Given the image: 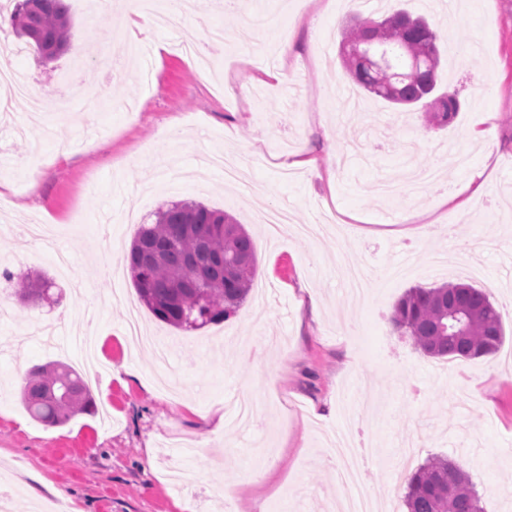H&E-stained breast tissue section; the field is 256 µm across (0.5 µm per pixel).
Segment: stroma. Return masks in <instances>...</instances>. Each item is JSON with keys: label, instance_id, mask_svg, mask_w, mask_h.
Segmentation results:
<instances>
[{"label": "stroma", "instance_id": "stroma-1", "mask_svg": "<svg viewBox=\"0 0 512 512\" xmlns=\"http://www.w3.org/2000/svg\"><path fill=\"white\" fill-rule=\"evenodd\" d=\"M67 50L50 62L23 45L0 12V55L37 80L43 94L70 100L66 115L30 121L26 99L0 111V265L48 277L49 301L25 305L7 296L0 315V485L14 491L12 512H42L63 489L65 512H339L342 498L325 449L329 436L353 426L375 454L364 470L383 512H406V477L442 455L470 477L484 512H512V0H478L471 22L463 0H401L433 23L443 62L438 87L456 92L460 108L442 129L420 113L395 111L347 77L337 55L354 18L383 15L387 0H247L237 13L200 9L190 0L175 27H153L154 40L194 41L215 26L264 23L248 46L215 56L200 76L178 52L134 68L129 45L121 71L97 63L115 31L125 29L122 0L94 19L90 0H69ZM292 54L276 58L281 79L267 77L280 29ZM309 143L319 168L279 163ZM409 166L436 169L423 192L378 186ZM484 168L485 195L470 209L434 208ZM178 201H197L232 215L252 235L257 272L245 304L229 319L180 330L141 309L143 328L176 341L180 387L154 380V350L131 346L127 299L137 292L117 251L138 226ZM261 208L286 210L291 223L316 224L328 211L360 218L359 235L269 237ZM434 210L452 236L419 243L401 238L410 212ZM81 218L84 233L55 248L18 247L25 227ZM70 257L75 292L61 277L56 250ZM409 271L391 277L394 258ZM462 282L503 307L499 350L475 359H431L394 332L397 300L415 286ZM315 296L312 313L305 295ZM92 323L106 363L92 387L96 412L47 426L20 401L26 372L63 362L83 370V347H60L33 335L36 326L78 329ZM205 447L194 464L192 493L169 481L186 468L184 448ZM265 472L263 482L249 480Z\"/></svg>", "mask_w": 512, "mask_h": 512}]
</instances>
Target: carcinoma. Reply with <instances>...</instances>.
I'll return each instance as SVG.
<instances>
[{
	"label": "carcinoma",
	"instance_id": "obj_1",
	"mask_svg": "<svg viewBox=\"0 0 512 512\" xmlns=\"http://www.w3.org/2000/svg\"><path fill=\"white\" fill-rule=\"evenodd\" d=\"M11 24L51 61L69 44L68 0H16ZM436 41L425 18L396 10L357 20L343 36L339 55L356 84L391 104L419 108L426 127L441 129L454 120L460 102L454 93H436ZM128 267L141 301L159 321L201 328L238 311L250 294L257 258L252 237L233 217L201 202H179L160 210L154 223L139 226ZM1 278L34 305L50 287L44 276L8 268L0 270ZM455 318L464 325L460 336L448 330ZM392 324L431 358H479L503 341L500 311L486 292L468 284L409 289L394 306ZM51 386L69 394L67 404L48 395ZM20 395L29 414L50 426L94 410L90 389L66 364L32 367ZM405 505L407 512H483L469 476L438 456L410 472Z\"/></svg>",
	"mask_w": 512,
	"mask_h": 512
}]
</instances>
